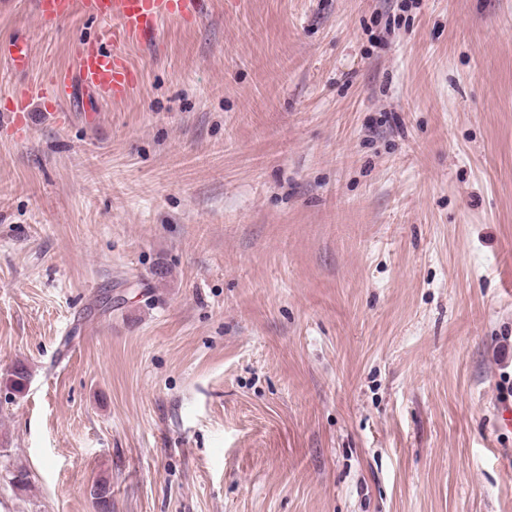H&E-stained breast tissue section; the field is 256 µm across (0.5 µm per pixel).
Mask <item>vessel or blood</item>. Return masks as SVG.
Wrapping results in <instances>:
<instances>
[{
    "label": "vessel or blood",
    "instance_id": "obj_1",
    "mask_svg": "<svg viewBox=\"0 0 512 512\" xmlns=\"http://www.w3.org/2000/svg\"><path fill=\"white\" fill-rule=\"evenodd\" d=\"M211 4L212 0H34V11L46 29H55L79 13L102 23L104 30L80 40L73 71L25 84L20 101L7 113L8 121L12 127L26 128L28 105L34 100L42 101L53 119L63 120L69 115L72 89L76 86L109 102L125 99L138 82L137 73L127 60L126 47L153 46L165 21L198 23L209 14ZM30 58L26 43H0V59L11 70L27 69Z\"/></svg>",
    "mask_w": 512,
    "mask_h": 512
}]
</instances>
